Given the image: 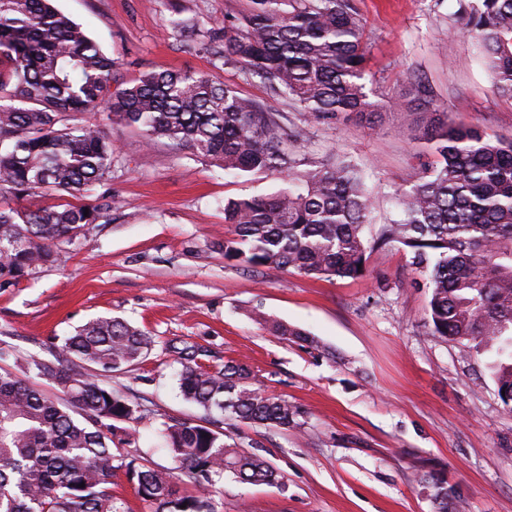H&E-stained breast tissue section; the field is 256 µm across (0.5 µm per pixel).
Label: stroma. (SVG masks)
Returning a JSON list of instances; mask_svg holds the SVG:
<instances>
[{
  "label": "stroma",
  "instance_id": "stroma-1",
  "mask_svg": "<svg viewBox=\"0 0 512 512\" xmlns=\"http://www.w3.org/2000/svg\"><path fill=\"white\" fill-rule=\"evenodd\" d=\"M369 44L366 84L385 106L380 124H313L300 156L336 153L364 168L371 234L395 218L396 197L432 158L396 106L408 78L437 104L488 133L512 137V99L493 89L473 42L449 36L458 0H354ZM122 63L118 79L182 69L213 74L297 119L287 100L238 66L215 69L205 32L244 0H56ZM117 145L112 174L85 201L107 217L57 246L63 260L19 282L0 279V344L48 357L55 339L98 317H119L162 341L197 349L212 371L246 362L256 388L304 413L301 429L228 420L224 440L267 459L277 485L225 479L215 512H512V409L489 369L491 353H462L428 333V292L409 285L403 249L374 250L360 279L255 271L224 258L227 200L277 191L273 175L234 177L167 141L84 113ZM281 322L304 332L284 338ZM173 354L99 373L138 412L131 454L170 467L162 432L204 412L179 392ZM444 477L440 506L433 476Z\"/></svg>",
  "mask_w": 512,
  "mask_h": 512
}]
</instances>
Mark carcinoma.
Here are the masks:
<instances>
[{
	"label": "carcinoma",
	"mask_w": 512,
	"mask_h": 512,
	"mask_svg": "<svg viewBox=\"0 0 512 512\" xmlns=\"http://www.w3.org/2000/svg\"><path fill=\"white\" fill-rule=\"evenodd\" d=\"M450 29L472 38L493 88L512 98V0H459ZM208 39L223 64H240L300 110L305 123L374 124L383 107L366 86L369 49L352 0H247ZM119 60L103 52L53 0H0V196L75 197L112 172L114 142L77 116L103 108L145 140H167L238 176L265 172L285 187L224 204V258L255 269L318 278L368 275L367 252L410 254L412 284L430 289L429 334L467 351H495L490 369L512 410V138L490 135L434 104L408 81L401 105L415 140L433 157L398 218L367 239L372 201L365 175L342 158L308 164L298 149L305 127L202 72L152 70L112 89ZM106 217L98 205L0 208V278L18 281L62 261L57 243ZM158 337L119 318L77 327L22 375L0 373V512H125L112 472L126 468L153 512H214L211 492L228 475L277 484L265 458L224 441L216 421L166 425L172 466L128 459L136 438L124 424L137 407L101 384L95 371L144 361ZM229 360L208 372L184 357L181 395L210 415L265 427L299 428L303 412L251 382ZM37 378L52 387L37 388ZM194 489L190 493L187 488Z\"/></svg>",
	"instance_id": "1"
}]
</instances>
